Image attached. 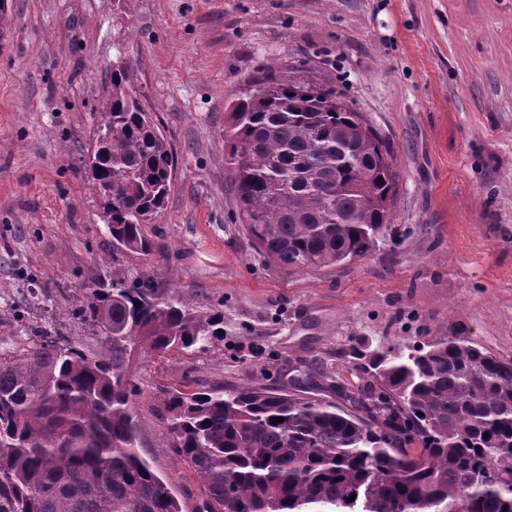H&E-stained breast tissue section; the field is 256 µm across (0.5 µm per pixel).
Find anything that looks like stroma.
<instances>
[{
	"label": "stroma",
	"instance_id": "1",
	"mask_svg": "<svg viewBox=\"0 0 512 512\" xmlns=\"http://www.w3.org/2000/svg\"><path fill=\"white\" fill-rule=\"evenodd\" d=\"M0 2V356L42 330L107 352L74 312L116 274L222 312L206 349L130 361L140 451L182 512L200 491L162 390L355 386L376 353L452 335L512 357V0ZM118 61L173 155L147 254L113 249L84 170ZM270 76L336 88L388 143L393 234L366 255L289 272L250 246L224 126Z\"/></svg>",
	"mask_w": 512,
	"mask_h": 512
}]
</instances>
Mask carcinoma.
Listing matches in <instances>:
<instances>
[{"mask_svg":"<svg viewBox=\"0 0 512 512\" xmlns=\"http://www.w3.org/2000/svg\"><path fill=\"white\" fill-rule=\"evenodd\" d=\"M111 83L90 179L112 201V242L147 252L173 156L123 66ZM224 140L246 235L266 261L329 267L387 231L392 155L335 88L265 80L233 105ZM75 315L112 355L41 336L0 357V512H182L139 454L127 359L203 349L224 335L223 317L116 277ZM373 369L351 388L330 380L336 401L310 395L306 374L287 389L165 392L169 448L202 493L196 512H512V358L453 335L382 352Z\"/></svg>","mask_w":512,"mask_h":512,"instance_id":"cac0c4a2","label":"carcinoma"}]
</instances>
